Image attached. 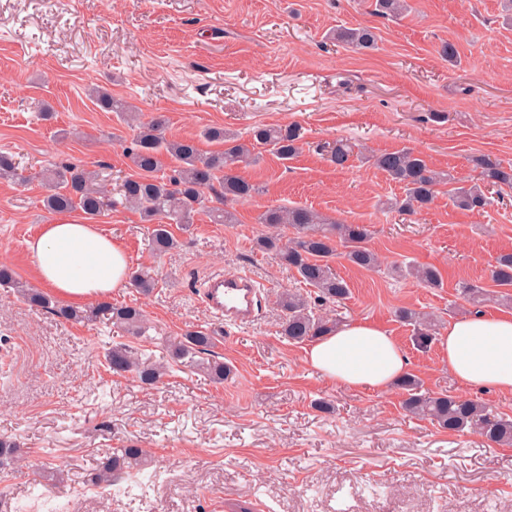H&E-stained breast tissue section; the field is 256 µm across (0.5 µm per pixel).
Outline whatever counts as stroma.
<instances>
[{
	"mask_svg": "<svg viewBox=\"0 0 512 512\" xmlns=\"http://www.w3.org/2000/svg\"><path fill=\"white\" fill-rule=\"evenodd\" d=\"M407 2L391 20L375 0H0V151L18 153L23 166L131 175L125 149L136 130L100 110L89 96L97 86L164 116L168 136L195 140L205 154L217 149L200 136L209 126L243 137L258 124L304 132L295 158L264 150L240 167L260 192L235 203L236 223L200 213L171 225L178 245L166 253L153 252L136 210L95 218L130 268L155 280L149 293L127 286L111 296L142 311L144 335L68 322L0 288V439L18 446L0 459V512H512V447L412 416L401 389L349 388L305 364V344L281 333L278 301L306 287L255 247L269 206L370 225L380 268L336 259L351 293L317 314L383 325L424 390L512 416V397L463 387L438 345L418 348L396 315L427 313L441 334L471 314L460 288L491 287V264L512 252V189L478 213L454 206L441 185L428 209L409 215L383 209L403 190L365 161L411 148L463 185L479 181V156L512 164V25L500 0ZM357 26L377 33L375 48L329 38ZM446 42L454 61L439 54ZM340 138L355 145L342 169L321 149ZM47 193L38 179H0V265L33 288L28 242L62 219L44 208ZM408 263L438 268L442 287L396 273ZM216 272L255 280L261 305L251 323L227 325L204 306L199 288ZM192 330L215 336L212 354L172 362L170 342ZM120 343L167 363L166 375L151 386L113 375L105 355ZM211 358L230 367L224 383L206 374ZM130 444L147 452L143 471L87 485Z\"/></svg>",
	"mask_w": 512,
	"mask_h": 512,
	"instance_id": "obj_1",
	"label": "stroma"
}]
</instances>
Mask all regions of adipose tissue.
Listing matches in <instances>:
<instances>
[{
	"label": "adipose tissue",
	"instance_id": "1",
	"mask_svg": "<svg viewBox=\"0 0 512 512\" xmlns=\"http://www.w3.org/2000/svg\"><path fill=\"white\" fill-rule=\"evenodd\" d=\"M38 279L61 300L104 299L124 287L128 255L95 225L72 217L43 225L29 243ZM439 348L462 385L512 395V316H466L449 322ZM306 364L327 379L385 392L408 371V360L384 326L342 324L306 349Z\"/></svg>",
	"mask_w": 512,
	"mask_h": 512
}]
</instances>
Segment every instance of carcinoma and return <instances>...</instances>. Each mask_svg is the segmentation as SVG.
<instances>
[{
    "label": "carcinoma",
    "instance_id": "obj_1",
    "mask_svg": "<svg viewBox=\"0 0 512 512\" xmlns=\"http://www.w3.org/2000/svg\"><path fill=\"white\" fill-rule=\"evenodd\" d=\"M405 10V0H376L375 3V11L384 17H398ZM335 39L348 47L369 49L375 46L377 37L368 27H344L336 30ZM95 98L101 110L124 113L138 126V132L126 150L135 173L120 180L113 196L102 189L98 173L78 164L47 168L32 177L46 176L54 183V192L44 199L45 208L52 212L80 210L94 217L118 205L136 208L145 223L154 225L151 241L153 250L158 253H165L177 245L167 226L194 223L195 215L202 208L205 190L212 188L216 181L223 188L224 206L211 208L208 216L215 224L235 223V214L228 209V204L259 193V187L238 174L239 164L248 162L252 150L257 147L268 149L281 160H289L298 153L302 141L301 128L295 124L257 126L246 142L215 127L206 130L204 137L224 143V150L204 156L192 140L167 138L163 117L143 121L132 114L124 100L105 89L96 90ZM327 153L330 162L343 169L353 153V146L337 140L327 145ZM164 154L174 159L177 166L172 174L159 177L160 156ZM373 164L391 180L403 185L405 198L392 204L399 211L417 212L427 208L433 201L436 187L453 181L449 173L431 168L423 156L411 148L376 155ZM476 164L482 169L483 184L455 187L451 198L462 209L480 212L490 205L489 189L502 185L512 187V165L505 166L489 155L478 157ZM23 171L14 154L0 152V177L16 181L23 178ZM258 223L267 231L258 236L256 247L275 255L282 264L295 270L303 283L314 288L312 300L297 292H288L281 297L280 304L286 311L282 334L293 342L327 335L336 328V323L315 315L311 301L340 302L349 295L347 281L332 265L335 255L342 254L358 268L374 270L379 267L377 254L367 246L370 227L340 224L306 208L286 206L265 209L259 214ZM285 226L294 229V236L287 240L278 233V229ZM398 271L428 286L437 287L442 283L440 271L432 266L406 265L398 267ZM128 277L130 285L144 293L155 286L153 277L142 268L131 271ZM491 279L500 287L512 288V253L496 258ZM1 286L17 289L30 305L49 308L66 321L89 323L107 319L133 336L144 332L143 315L133 307H114L106 301L88 308L52 307L43 293L21 285L12 269L3 265H0ZM460 295L475 307L492 301L502 305L512 303V294L507 291L494 295L473 284L463 286ZM398 318L414 326L418 345H431L435 331L430 322L406 308L398 311ZM214 345L215 338L210 333L189 331L171 344L170 357L183 360L192 354H206ZM106 362L112 373L121 376L131 373L144 385L156 383L163 375L162 368L139 361L132 348L124 344L113 346L106 354ZM398 387L405 392L403 404L409 413L449 432L469 430L492 444L512 446V419L489 411L478 401L444 393L430 394L422 390L419 380L412 374L404 376ZM144 456L143 449L135 445L119 448L91 473L89 482L94 486L113 485L123 476L131 475L142 464Z\"/></svg>",
    "mask_w": 512,
    "mask_h": 512
}]
</instances>
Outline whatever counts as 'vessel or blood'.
Segmentation results:
<instances>
[{
  "label": "vessel or blood",
  "mask_w": 512,
  "mask_h": 512,
  "mask_svg": "<svg viewBox=\"0 0 512 512\" xmlns=\"http://www.w3.org/2000/svg\"><path fill=\"white\" fill-rule=\"evenodd\" d=\"M256 297L255 284L233 273L215 275L203 288L207 308L223 317L228 325H238L251 319L255 314Z\"/></svg>",
  "instance_id": "1"
}]
</instances>
